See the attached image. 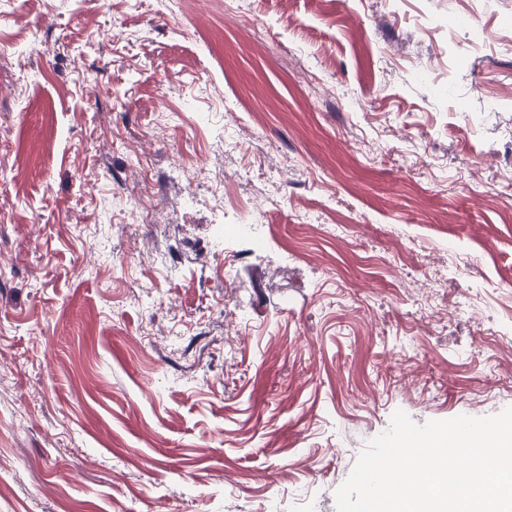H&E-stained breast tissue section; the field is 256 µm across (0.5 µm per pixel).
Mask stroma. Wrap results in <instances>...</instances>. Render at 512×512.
Here are the masks:
<instances>
[{
    "instance_id": "1",
    "label": "stroma",
    "mask_w": 512,
    "mask_h": 512,
    "mask_svg": "<svg viewBox=\"0 0 512 512\" xmlns=\"http://www.w3.org/2000/svg\"><path fill=\"white\" fill-rule=\"evenodd\" d=\"M508 407L512 0H0V512H336Z\"/></svg>"
}]
</instances>
